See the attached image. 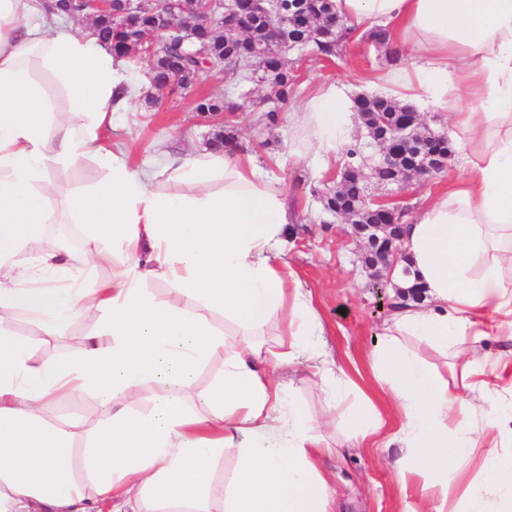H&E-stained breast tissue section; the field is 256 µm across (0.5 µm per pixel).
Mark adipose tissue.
I'll return each mask as SVG.
<instances>
[{
	"label": "adipose tissue",
	"instance_id": "adipose-tissue-1",
	"mask_svg": "<svg viewBox=\"0 0 512 512\" xmlns=\"http://www.w3.org/2000/svg\"><path fill=\"white\" fill-rule=\"evenodd\" d=\"M33 3L0 0V512H332L321 468L331 448L276 371L315 362L331 404L349 380L310 342L321 330L311 294L276 263L290 222L283 192L230 150L168 162L194 194L156 191L154 174L102 137L133 107L121 61L69 28L26 24ZM335 5L349 26L389 31L397 61L375 85L450 110L466 172L403 218L401 249L425 302L396 307L375 351L402 415L386 441L403 452L398 480L444 512L449 477L512 402L490 382L474 386L485 362L451 385L406 340L451 353L483 339L489 316L512 333V0ZM300 111L316 149L335 153L350 121L342 92L323 85ZM86 157L107 167L104 181L85 193L50 184L53 168ZM59 199L88 231L86 262L111 254L110 281L34 285L15 264L30 251L46 270L71 268L68 252L42 244ZM151 279L167 291L148 289ZM88 311L95 325L72 356L37 355L11 329L19 314L36 336H63ZM219 354L220 377L198 390ZM151 386L152 407L138 411ZM83 395L98 399V417L46 419L56 400ZM227 454L233 466L219 469ZM459 512H512V452L483 461Z\"/></svg>",
	"mask_w": 512,
	"mask_h": 512
}]
</instances>
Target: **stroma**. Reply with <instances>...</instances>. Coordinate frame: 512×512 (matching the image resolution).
I'll list each match as a JSON object with an SVG mask.
<instances>
[{
    "instance_id": "35a3bbf8",
    "label": "stroma",
    "mask_w": 512,
    "mask_h": 512,
    "mask_svg": "<svg viewBox=\"0 0 512 512\" xmlns=\"http://www.w3.org/2000/svg\"><path fill=\"white\" fill-rule=\"evenodd\" d=\"M391 58L388 47L368 41L343 47L330 63L312 57L301 63L296 54H286L289 66L299 69L298 100L279 113L273 124L262 102L264 86L249 82L233 95L239 107L234 114L239 142L288 197V246L279 262L289 279L300 281L311 292L324 328L318 343L351 380L331 408L314 369L303 367L294 375L298 401L338 450L325 461L337 512H420L422 502L416 493H404L397 479L400 449L350 441L344 434L349 412L366 398L381 411L387 431L400 425L396 408L382 399L372 358L391 314L392 291L374 288L372 272L363 263L362 241L353 236L351 225L323 206L319 192L333 184L344 155L324 156L312 148L298 102L328 82L336 83L350 98L378 94V87L367 79L388 67ZM214 87L213 80L204 76L187 90L143 95L137 110L113 113L105 136L122 145L132 166L157 172L160 191L174 190V183L161 170L171 157L208 151L215 123L195 112L194 103L199 94ZM460 349V355L448 362L433 348H424L423 353L434 367H447L449 379L455 380L469 361L493 362L511 356L512 339L492 335L476 344L464 341Z\"/></svg>"
}]
</instances>
